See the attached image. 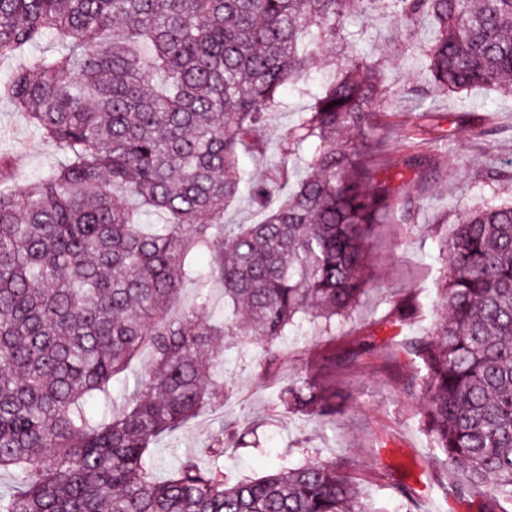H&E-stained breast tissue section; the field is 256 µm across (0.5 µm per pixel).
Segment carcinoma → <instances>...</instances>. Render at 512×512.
Returning a JSON list of instances; mask_svg holds the SVG:
<instances>
[{"label":"carcinoma","mask_w":512,"mask_h":512,"mask_svg":"<svg viewBox=\"0 0 512 512\" xmlns=\"http://www.w3.org/2000/svg\"><path fill=\"white\" fill-rule=\"evenodd\" d=\"M435 30L417 52L436 89L512 95V0H366ZM349 0H0V60L52 43L4 93L62 157L39 180L0 189V512H378L329 463L229 484L179 462L154 478L151 445L224 401V338L272 346L303 322L324 333L364 293L371 225L394 190L368 155L372 109L391 86L348 55L279 142L283 166L256 182L270 113L309 90L325 43L348 41ZM305 173L286 163L302 151ZM295 177L285 200L279 180ZM264 212L226 224L242 193ZM445 314L415 342L422 425L455 490L512 502V199L478 205L440 240ZM224 283L215 320L210 282ZM186 280L193 305L168 315ZM122 411L89 414L137 354ZM328 419L310 378L281 391Z\"/></svg>","instance_id":"cac0c4a2"}]
</instances>
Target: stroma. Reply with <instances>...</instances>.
Returning <instances> with one entry per match:
<instances>
[{
  "label": "stroma",
  "mask_w": 512,
  "mask_h": 512,
  "mask_svg": "<svg viewBox=\"0 0 512 512\" xmlns=\"http://www.w3.org/2000/svg\"><path fill=\"white\" fill-rule=\"evenodd\" d=\"M344 25L363 31L359 47L380 61L396 93L392 109L374 116L384 146L371 161L389 179L394 196L367 240L366 292L331 334L306 324L270 350L225 347L227 402L206 409L189 428L155 441V474L165 478L185 457L210 468L202 448L220 431L227 444L220 464L231 483L263 476L273 462L291 468L330 462L381 512H490L481 495L451 490L460 477L420 422L421 361L411 348L440 313L437 285L444 262L432 225L444 219L456 224L474 205L512 195L492 178L496 170L512 168V98L485 88L460 96L436 92L416 54L417 44L432 33L430 20L413 24L395 14L362 10L346 16ZM308 104V97L290 96L287 108L272 113L263 131L267 154H241V166L267 178L279 163L277 143ZM447 130L452 149L444 153L437 140ZM0 155L9 162L4 184L15 189L58 158L3 97ZM408 155L418 156L419 166H403ZM408 200L416 205L410 218L403 211ZM405 302L414 312L402 319L395 307ZM298 376L316 380L335 396L336 416H299L280 405L282 386ZM400 482L415 490V509L400 496Z\"/></svg>",
  "instance_id": "stroma-1"
}]
</instances>
